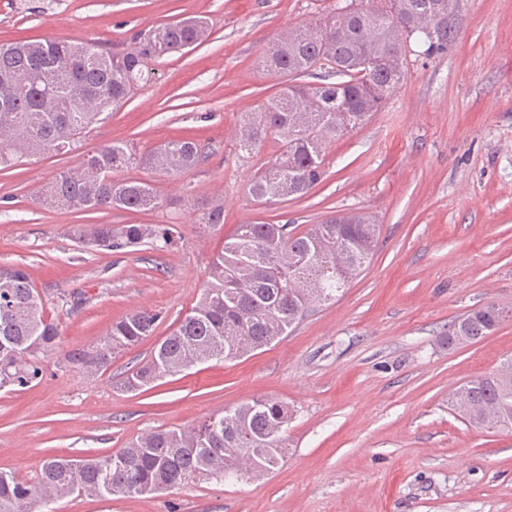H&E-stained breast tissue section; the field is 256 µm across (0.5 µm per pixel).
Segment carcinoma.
Segmentation results:
<instances>
[{"instance_id":"cac0c4a2","label":"carcinoma","mask_w":512,"mask_h":512,"mask_svg":"<svg viewBox=\"0 0 512 512\" xmlns=\"http://www.w3.org/2000/svg\"><path fill=\"white\" fill-rule=\"evenodd\" d=\"M449 0H386L381 9L334 11L315 24L296 27L260 58L263 70L287 77L266 103L249 113L237 148L248 155L267 141L277 154L257 169L248 194L259 203L301 198L325 175L330 142L369 122L401 87L407 71V39L400 25L437 20L438 33L425 37V55L448 47ZM136 33L133 49L112 52L87 42L25 41L0 45V167L26 152L71 150L90 127L108 119L133 91L149 80V62L193 47L208 37L203 18H186ZM369 66H363L364 62ZM320 74L319 83H298ZM203 151L188 139L137 154L116 141L84 155L39 190L51 208L67 211L160 207L149 182L114 179L118 169L147 168L178 174L195 167ZM224 223V207L213 204L200 226ZM380 226L366 214H338L304 232L286 224H240L213 257L196 305L149 360L124 379L127 392L140 391L166 376L211 360H233L269 346L313 307L336 298L372 259ZM75 241L92 251L142 244L168 245V229L157 224H84ZM512 319L488 303L463 315L448 329V345L473 344ZM156 311H132L112 323L66 362L86 375L107 370L112 355L153 335ZM58 324L46 317L42 297L28 269L0 264V390L20 391L39 384L46 355L55 348ZM512 358L489 375L462 384L452 395L454 411L483 427L490 410L512 426ZM291 410L271 398H256L213 414L187 429L158 430L127 447L99 457L48 458L36 481L0 472V512H37L74 493L91 497L134 496L177 488L196 477L238 475V457L263 449L260 467L272 469L285 455L282 431Z\"/></svg>"}]
</instances>
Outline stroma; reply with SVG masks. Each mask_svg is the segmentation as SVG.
<instances>
[{"mask_svg":"<svg viewBox=\"0 0 512 512\" xmlns=\"http://www.w3.org/2000/svg\"><path fill=\"white\" fill-rule=\"evenodd\" d=\"M348 0H0V43L95 42L132 47L135 32L202 15L208 40L151 65V78L76 150L0 168V264L26 266L59 324L46 375L0 391V472L33 478L56 455L102 456L138 435L188 428L255 397L287 404L288 452L254 480L192 479L168 492L101 500L78 494L54 512H512V429L470 426L450 404L466 381L512 357V320L448 347V326L491 302L512 310V0H456L448 48L411 56L385 108L328 150L309 194L267 205L246 186L276 152L235 150L246 114L280 87L258 66L292 27ZM176 138L201 163L149 181V212H69L38 192L84 153L115 141L143 153ZM224 222L200 234L209 203ZM339 211L381 226L371 262L332 304L313 308L270 346L211 361L128 392L121 382L198 301L213 256L240 224L297 231ZM75 224H159L170 244L83 249ZM136 309L163 316L152 336L88 376L65 355Z\"/></svg>","mask_w":512,"mask_h":512,"instance_id":"obj_1","label":"stroma"}]
</instances>
